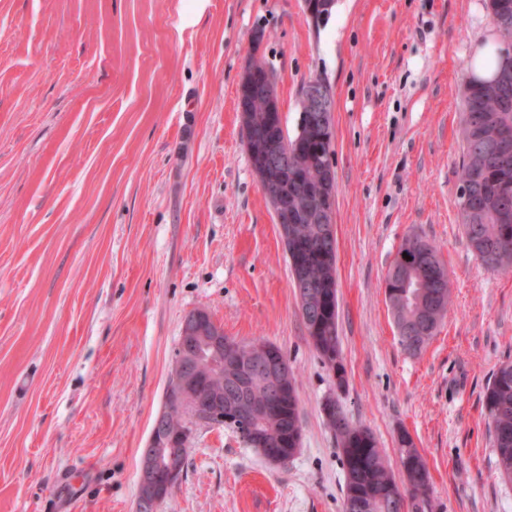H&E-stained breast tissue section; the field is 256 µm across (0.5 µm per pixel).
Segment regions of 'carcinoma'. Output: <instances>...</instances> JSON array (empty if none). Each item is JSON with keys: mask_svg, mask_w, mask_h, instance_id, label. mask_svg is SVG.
Wrapping results in <instances>:
<instances>
[{"mask_svg": "<svg viewBox=\"0 0 512 512\" xmlns=\"http://www.w3.org/2000/svg\"><path fill=\"white\" fill-rule=\"evenodd\" d=\"M485 8L493 29L480 51L470 59L462 88L461 134L463 160L460 179L467 184L478 160L496 151V142L484 138L480 121L494 118L499 128L512 135V70L507 72L504 60L512 61V0H485ZM512 200V157L494 163L482 172V196L478 213L469 212L472 199L460 193V218L469 249L492 269L512 272V220L499 217L502 197ZM298 264L290 268L292 280L298 282L310 298L302 319L308 337L324 363L336 374V385L345 383V370L340 357L337 332V306L321 309L327 284L336 280V257L325 262L313 250L321 225L302 222L295 225ZM417 246L408 253L409 260L401 268L411 297L394 316L405 324L398 331L399 342L409 354L419 353L435 335V322L444 318L451 301L448 271L442 261L432 267L425 252L435 248L419 237L407 240ZM206 389L229 387L214 368L203 364L200 371ZM288 401L277 413H261L266 400V382L259 378L253 386L252 400L260 416L254 426L274 444L277 455L291 459L301 446L302 426L299 413L297 382L294 372L287 374ZM327 420L336 437L344 475L342 512H398L389 490L397 487L395 476L387 468L374 434L353 425L336 400L324 404ZM484 410L492 447L496 453L499 474L512 481V361L497 368L484 395ZM400 462L406 477L403 494L410 496L411 512H433L430 497V474L427 464L410 435L399 437Z\"/></svg>", "mask_w": 512, "mask_h": 512, "instance_id": "1", "label": "carcinoma"}]
</instances>
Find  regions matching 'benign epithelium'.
<instances>
[{"mask_svg": "<svg viewBox=\"0 0 512 512\" xmlns=\"http://www.w3.org/2000/svg\"><path fill=\"white\" fill-rule=\"evenodd\" d=\"M302 9L312 25H319L335 6V0H301ZM264 37H252L253 51L245 66L237 89V112L245 148L258 183L279 224L283 243L292 236L290 225L309 221L322 225L324 238L336 237V186L332 149L319 150L320 173L311 167L297 165L288 159V141L277 136L282 126V113L277 88L267 67L258 59ZM304 112H326L333 109V96L317 79L308 81L301 96ZM268 114L264 127H256L251 113ZM302 185L307 205L298 209L288 204L293 188ZM210 352L209 361L221 373H228L240 391L244 392L258 377L268 382L269 404L265 411H277L283 405L286 387L283 376L289 363L273 345L253 348L239 344L235 353L224 356V328L204 309L189 313L182 325L178 349L181 355L174 362L170 377L167 406L157 415L140 468L139 494L136 512H159L169 499L184 472V459L189 451L191 434L188 430L174 431L167 425L172 409L188 413L190 419L207 427H222L234 418H252L246 399H224V391L210 390L198 394L201 377L196 369L200 349Z\"/></svg>", "mask_w": 512, "mask_h": 512, "instance_id": "1", "label": "benign epithelium"}]
</instances>
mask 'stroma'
<instances>
[{"label":"stroma","mask_w":512,"mask_h":512,"mask_svg":"<svg viewBox=\"0 0 512 512\" xmlns=\"http://www.w3.org/2000/svg\"><path fill=\"white\" fill-rule=\"evenodd\" d=\"M336 3L316 28L300 0H0V512H135L197 309L282 350L302 444L277 465L200 431L162 512H342L331 397L394 475L410 434L435 512H512L484 421L512 361V272L482 265L459 222V91L490 33L484 0ZM258 29L286 130L307 81L335 97L342 387L308 339L243 143ZM412 236L438 249L452 290L416 356L384 288Z\"/></svg>","instance_id":"stroma-1"}]
</instances>
